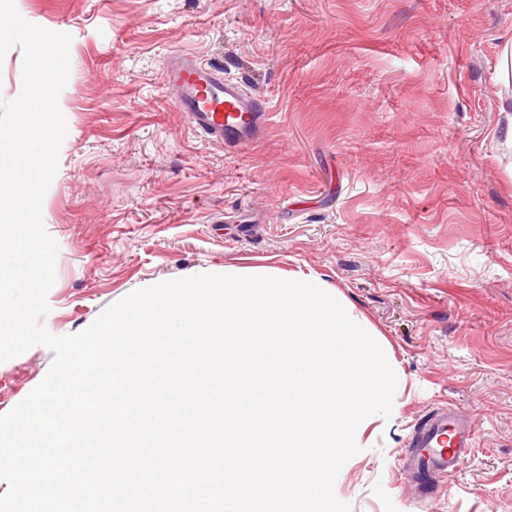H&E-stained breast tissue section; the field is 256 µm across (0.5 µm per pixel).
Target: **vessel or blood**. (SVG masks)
Instances as JSON below:
<instances>
[{"label":"vessel or blood","instance_id":"b4317fda","mask_svg":"<svg viewBox=\"0 0 512 512\" xmlns=\"http://www.w3.org/2000/svg\"><path fill=\"white\" fill-rule=\"evenodd\" d=\"M164 82L174 104L199 136L240 150L258 142L268 120L265 100L249 93L222 66L185 52L169 54ZM475 444L474 429L453 407L429 414L413 432L404 453L408 473L422 489L452 473Z\"/></svg>","mask_w":512,"mask_h":512}]
</instances>
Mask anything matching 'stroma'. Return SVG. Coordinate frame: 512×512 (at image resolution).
Listing matches in <instances>:
<instances>
[{
    "label": "stroma",
    "mask_w": 512,
    "mask_h": 512,
    "mask_svg": "<svg viewBox=\"0 0 512 512\" xmlns=\"http://www.w3.org/2000/svg\"><path fill=\"white\" fill-rule=\"evenodd\" d=\"M69 34L67 120L42 202L59 245L42 325L80 333L133 291L224 270L321 279L398 380L335 480L350 512H512V0H16ZM189 51L269 107L234 151L162 77ZM0 363V415L45 377ZM477 429L422 495L404 450L433 409Z\"/></svg>",
    "instance_id": "35a3bbf8"
}]
</instances>
